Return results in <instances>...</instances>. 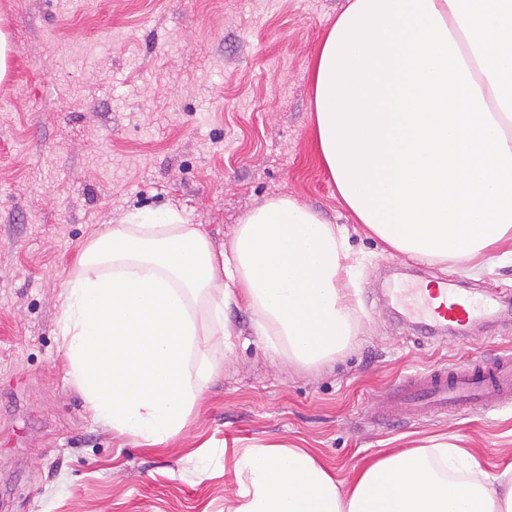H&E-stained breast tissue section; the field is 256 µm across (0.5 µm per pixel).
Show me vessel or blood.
<instances>
[{
    "label": "vessel or blood",
    "instance_id": "vessel-or-blood-1",
    "mask_svg": "<svg viewBox=\"0 0 512 512\" xmlns=\"http://www.w3.org/2000/svg\"><path fill=\"white\" fill-rule=\"evenodd\" d=\"M424 317L432 323L463 326L489 303L439 282L430 290H417ZM512 407V355H498L465 363H452L406 375L382 399L377 414L390 424L450 415L463 408L484 413Z\"/></svg>",
    "mask_w": 512,
    "mask_h": 512
}]
</instances>
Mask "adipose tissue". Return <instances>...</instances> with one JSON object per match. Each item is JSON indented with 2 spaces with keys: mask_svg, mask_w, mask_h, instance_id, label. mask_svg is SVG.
Returning a JSON list of instances; mask_svg holds the SVG:
<instances>
[{
  "mask_svg": "<svg viewBox=\"0 0 512 512\" xmlns=\"http://www.w3.org/2000/svg\"><path fill=\"white\" fill-rule=\"evenodd\" d=\"M512 0H349L310 68L321 166L356 224L408 258L485 268L512 242ZM348 230L290 196L248 213L228 248L169 203L88 242L63 289L61 332L97 420L151 446L183 429L244 302L257 335L300 366L357 331ZM208 299L205 319L190 302ZM196 374H189V360ZM227 512H512V466L488 476L448 443L385 455L354 480L305 449L235 453Z\"/></svg>",
  "mask_w": 512,
  "mask_h": 512,
  "instance_id": "ef3b65f1",
  "label": "adipose tissue"
}]
</instances>
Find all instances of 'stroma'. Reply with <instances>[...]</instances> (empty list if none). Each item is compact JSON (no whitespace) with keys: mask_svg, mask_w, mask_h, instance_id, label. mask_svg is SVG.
I'll list each match as a JSON object with an SVG mask.
<instances>
[{"mask_svg":"<svg viewBox=\"0 0 512 512\" xmlns=\"http://www.w3.org/2000/svg\"><path fill=\"white\" fill-rule=\"evenodd\" d=\"M347 0H0L12 46L0 83V512H225L231 454L307 449L337 479L394 448L448 438L488 473L512 462V409L393 429L375 409L401 376L512 352V265L478 276L350 234L358 333L301 367L231 307V349L185 428L151 447L98 422L69 374L59 329L81 250L138 207L175 203L214 246L288 195L352 218L313 142L309 62ZM447 280L496 310L469 340L430 338L400 291Z\"/></svg>","mask_w":512,"mask_h":512,"instance_id":"stroma-1","label":"stroma"}]
</instances>
